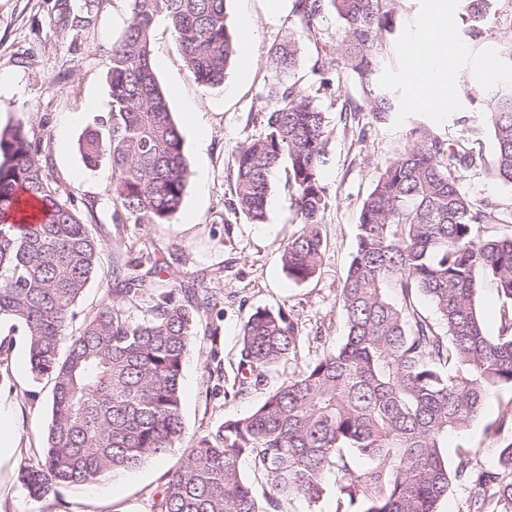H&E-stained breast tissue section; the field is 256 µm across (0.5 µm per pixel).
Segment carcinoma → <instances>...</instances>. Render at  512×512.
<instances>
[{
  "instance_id": "1",
  "label": "carcinoma",
  "mask_w": 512,
  "mask_h": 512,
  "mask_svg": "<svg viewBox=\"0 0 512 512\" xmlns=\"http://www.w3.org/2000/svg\"><path fill=\"white\" fill-rule=\"evenodd\" d=\"M225 2L131 0L130 22L109 50V117L80 151L91 167L109 159L112 197L137 224L169 222L189 179L183 139L152 66L155 21L168 22L195 81L220 88L237 41ZM395 2L295 5L308 36L325 13L340 20V38L316 44L318 69L341 56L380 120L393 110L377 73ZM490 5L467 0L475 38ZM268 61L276 104L258 114L263 132L235 150L229 207L263 222L272 178L286 172L301 227L281 262L303 282L322 258L328 194L320 169L329 129L319 106L286 80L297 65L295 39L272 44ZM487 122L490 158L476 139L450 143L422 127L386 162L362 203L357 248L340 288L343 342L249 415L224 421L185 449L165 474L155 512H284L296 498L320 500L331 468L346 476L336 482L337 499L358 505L356 512H437L450 482L448 433H462L490 392L512 387V236L494 233L498 209L474 203L456 176L483 169L512 186V92L489 104ZM40 155L24 122L0 131V320L23 327L34 378L54 382L46 446L19 470L33 498L132 471L181 447L183 365L198 320L216 306L207 293L192 291L184 304L176 286H156L139 272L148 255L113 267L114 287L94 312L78 316V300L100 276L101 242L51 185ZM485 280L501 297L497 336L485 331L477 310ZM421 297L436 320L418 308ZM301 341L288 313L258 309L242 328L241 368L259 384L296 357ZM486 433L500 448L499 468L479 466L462 449L454 476L473 486V512H512V399ZM350 451L373 466L349 477Z\"/></svg>"
}]
</instances>
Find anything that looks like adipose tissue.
I'll return each instance as SVG.
<instances>
[{"mask_svg": "<svg viewBox=\"0 0 512 512\" xmlns=\"http://www.w3.org/2000/svg\"><path fill=\"white\" fill-rule=\"evenodd\" d=\"M402 51L413 104L448 111L453 104L448 88L466 49L448 34L447 0H431Z\"/></svg>", "mask_w": 512, "mask_h": 512, "instance_id": "obj_1", "label": "adipose tissue"}]
</instances>
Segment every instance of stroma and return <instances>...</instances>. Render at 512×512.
<instances>
[{
    "mask_svg": "<svg viewBox=\"0 0 512 512\" xmlns=\"http://www.w3.org/2000/svg\"><path fill=\"white\" fill-rule=\"evenodd\" d=\"M64 3L71 13L84 16V23L63 25L59 13ZM428 7V0L397 2L395 29L387 37L388 54L379 72L382 89L394 103L383 121L365 110L354 119H341L343 106L362 101L357 81L339 60L326 75L314 69L316 42L336 41L341 30L335 16H326L312 39L301 32L293 0L273 15L268 14L265 0H226L231 27H238L245 12L254 22L249 52L256 64L245 74L240 63H233L218 89L194 81L167 24L157 22L152 64L170 96L190 177L183 205L170 222L135 224L117 219L121 208L110 192L108 161L87 167L79 150L84 135L101 128L108 116L107 50L130 21L129 0H0V127L21 120L40 139L51 184L69 194L81 218L102 241V271L147 253L157 261L154 280L168 279L174 272L182 283L217 297L214 310L201 318L198 339L184 366L187 443L214 432L225 420L249 415L270 390L286 383L317 355L340 346L345 325L339 293L356 249L362 201L386 160L409 142L414 128H430L450 141L476 138L486 154H493L485 114L491 98L512 91V59L506 54L512 46V0H495L479 38L466 31L465 0H448L452 36L467 47L468 58L450 86L456 105L443 113L412 104L402 57L405 39ZM291 36L297 39L294 79L304 94L314 98L332 131L320 173L329 198L321 224L322 261L313 278L299 283L288 277L280 261L299 228L284 175L273 179L263 223H250L228 206L234 151L260 133L256 117L273 105L266 89L271 76L267 51L272 43ZM492 53L499 60L496 79L484 73L485 59ZM190 111L197 125L187 123ZM201 127L208 132L204 142L197 133ZM202 172L207 175L203 185L198 182ZM458 183L475 203L496 204L503 218L496 233L512 235V187L479 169L460 170ZM259 308L290 314L300 326L302 342L296 358L272 371L266 385L244 390L239 340L245 321ZM0 337L8 345L7 352L0 354V401L16 406L21 437L14 466L0 468V497L11 512H154L164 476L177 463L178 453L88 487L61 486L40 499L28 495L18 481V469L35 462L45 445L53 383L33 380L21 326L0 323ZM511 399V388L491 392L465 433L449 434L448 458L469 448L476 451L481 467L497 466L499 450L485 429L497 418L501 404Z\"/></svg>",
    "mask_w": 512,
    "mask_h": 512,
    "instance_id": "35a3bbf8",
    "label": "stroma"
}]
</instances>
